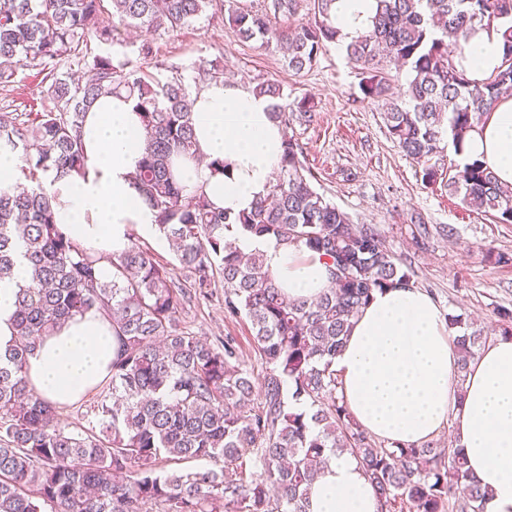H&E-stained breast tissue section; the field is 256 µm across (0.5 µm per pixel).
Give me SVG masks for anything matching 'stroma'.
Listing matches in <instances>:
<instances>
[{
    "label": "stroma",
    "instance_id": "1",
    "mask_svg": "<svg viewBox=\"0 0 512 512\" xmlns=\"http://www.w3.org/2000/svg\"><path fill=\"white\" fill-rule=\"evenodd\" d=\"M267 2L223 0L216 15H202L178 31L157 32L151 73L162 82L180 74L196 93L205 80L195 64L204 58L248 90L280 83L289 101L285 134L301 147L316 189L353 223L373 227L410 273L412 286L431 295L443 313L492 331L494 308H512V263L493 258L497 252L512 255V224L467 208L443 185L422 183L416 163L386 133L383 101L363 97L358 71L340 44H326L317 65L298 73L280 50L240 40L226 23L229 13L260 10ZM40 82V74L24 69L0 84V112L48 110L51 103L40 97ZM306 97L314 105L308 122L296 107ZM420 224L428 229L426 237L413 234ZM181 319L209 341L234 337L245 366L259 369L251 323L246 316L225 314L223 286H216L209 300L186 304Z\"/></svg>",
    "mask_w": 512,
    "mask_h": 512
}]
</instances>
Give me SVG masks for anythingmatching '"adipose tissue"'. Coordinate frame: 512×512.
Listing matches in <instances>:
<instances>
[{
    "label": "adipose tissue",
    "mask_w": 512,
    "mask_h": 512,
    "mask_svg": "<svg viewBox=\"0 0 512 512\" xmlns=\"http://www.w3.org/2000/svg\"><path fill=\"white\" fill-rule=\"evenodd\" d=\"M376 7V0H336L339 43L363 35ZM461 55L468 78L482 81L502 63L500 32L475 29ZM193 128L196 156L175 164L185 192L204 193L231 216L250 210L267 194L284 152L285 131L273 119L270 101L226 81L208 83L194 96ZM143 134L133 99L98 98L82 126L84 174L49 185L60 228L101 255L105 281L112 278L110 257L127 249L131 233L158 235L155 214L133 185ZM456 159L481 163L512 186V98L501 99L465 137ZM217 161L223 170L214 169ZM236 243L243 252L263 253L289 296L311 298L329 284L327 267L314 252L251 234L237 235ZM115 348L102 316H75L44 336L30 357V384L57 405L74 403L106 378ZM332 368L349 411L376 437L419 445L452 427L455 448L486 491L483 512H512V337L484 346L470 361L464 385H457L454 337L438 305L418 288H387L373 293ZM309 512H378L357 459L343 454L328 461L310 490Z\"/></svg>",
    "instance_id": "adipose-tissue-1"
}]
</instances>
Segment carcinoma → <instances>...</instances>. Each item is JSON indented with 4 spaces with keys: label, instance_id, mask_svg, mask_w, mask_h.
<instances>
[{
    "label": "carcinoma",
    "instance_id": "1",
    "mask_svg": "<svg viewBox=\"0 0 512 512\" xmlns=\"http://www.w3.org/2000/svg\"><path fill=\"white\" fill-rule=\"evenodd\" d=\"M108 1L124 27L142 32L136 62L95 51L114 43V26L103 24ZM334 3L314 0L312 18L294 27L279 22L295 13L293 0L234 12L228 24L243 40L284 47L301 72L337 41ZM213 6L217 0H0V83L36 68L53 104L27 119L0 112V149L21 153L25 177L0 194V283L13 281L20 258L29 273L0 352V512H308L318 465L343 453L360 462L380 512L398 500L405 512H481L485 491L459 452L378 444L338 396L331 362L361 308L374 291L411 280L377 233L317 191L299 145L286 140L266 197L234 217L174 179V160L194 147V98L180 76L161 83L147 73L153 36L189 26ZM507 18L512 0H377L368 31L345 45L362 94L386 101V132L426 185L443 177L434 158L459 146L512 90V24L502 32V64L487 79L473 82L455 63L476 25L489 30ZM62 61L87 78L58 72ZM121 93L135 100L147 131L134 185L177 264L133 243L109 258L106 282L100 258L59 229L57 198L43 178L82 173L84 116L100 96ZM256 94L273 100L274 119L288 120L279 84L262 83ZM443 186L512 224V187L481 164L448 167ZM234 227L319 254L331 287L314 299L288 297L262 254L245 256L225 237ZM218 277L224 312H243L252 325L259 380L233 337L211 343L180 323L184 305L211 298ZM90 310L111 324L117 348L90 407L94 419L70 427L31 387L27 361L48 329ZM495 317L499 335L512 336V309L499 307ZM481 342L480 329L457 338L458 385ZM162 455L214 467L160 473Z\"/></svg>",
    "mask_w": 512,
    "mask_h": 512
}]
</instances>
